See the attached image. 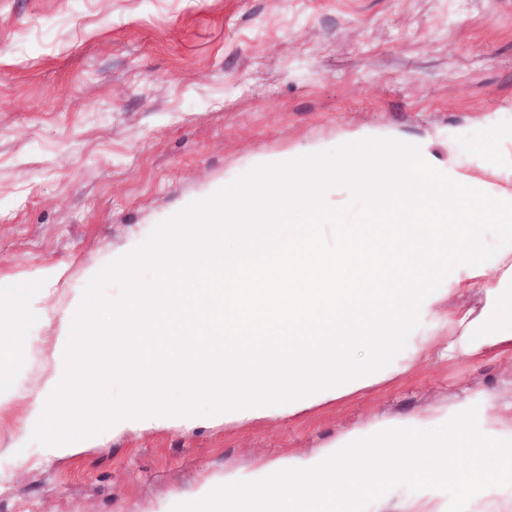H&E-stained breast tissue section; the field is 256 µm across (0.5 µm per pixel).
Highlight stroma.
<instances>
[{"label":"stroma","mask_w":512,"mask_h":512,"mask_svg":"<svg viewBox=\"0 0 512 512\" xmlns=\"http://www.w3.org/2000/svg\"><path fill=\"white\" fill-rule=\"evenodd\" d=\"M374 129L512 190V0H0V309L61 270L0 408V512H161L172 494L360 424L486 392L512 419V345L448 353L294 416L130 430L78 456L19 446L59 319L92 267L264 157ZM497 137L496 153L480 146Z\"/></svg>","instance_id":"35a3bbf8"}]
</instances>
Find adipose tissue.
<instances>
[{
  "mask_svg": "<svg viewBox=\"0 0 512 512\" xmlns=\"http://www.w3.org/2000/svg\"><path fill=\"white\" fill-rule=\"evenodd\" d=\"M36 301L21 292L8 315L15 330L0 336V406L14 394L15 368L30 348L26 326ZM462 331L452 349L478 357L489 346L512 343V266L485 291L480 321L456 319ZM463 488L468 502L491 486L512 489V420L477 393L425 414L407 413L358 425L313 451L225 473L193 491L199 512H361L385 491L418 487L400 512H442L441 489Z\"/></svg>",
  "mask_w": 512,
  "mask_h": 512,
  "instance_id": "obj_1",
  "label": "adipose tissue"
}]
</instances>
